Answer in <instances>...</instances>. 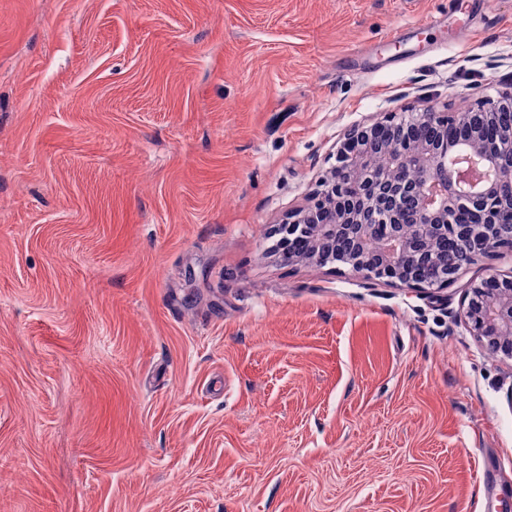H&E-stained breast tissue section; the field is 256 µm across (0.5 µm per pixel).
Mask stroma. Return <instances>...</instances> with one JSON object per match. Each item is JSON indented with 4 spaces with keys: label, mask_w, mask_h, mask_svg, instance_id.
<instances>
[{
    "label": "stroma",
    "mask_w": 512,
    "mask_h": 512,
    "mask_svg": "<svg viewBox=\"0 0 512 512\" xmlns=\"http://www.w3.org/2000/svg\"><path fill=\"white\" fill-rule=\"evenodd\" d=\"M512 82V0H0V512H512L466 295L282 263L346 130Z\"/></svg>",
    "instance_id": "1"
}]
</instances>
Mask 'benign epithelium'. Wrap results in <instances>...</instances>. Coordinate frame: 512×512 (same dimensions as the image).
Masks as SVG:
<instances>
[{
	"label": "benign epithelium",
	"mask_w": 512,
	"mask_h": 512,
	"mask_svg": "<svg viewBox=\"0 0 512 512\" xmlns=\"http://www.w3.org/2000/svg\"><path fill=\"white\" fill-rule=\"evenodd\" d=\"M511 109L512 92L451 115L431 105L412 120L417 124L429 122L439 131L450 122L476 128L484 118ZM402 124L397 116L387 114L370 125L355 126L344 133L337 164L322 176L313 205L288 221L291 228L311 225L312 235L303 250L283 251V261L322 264V248L340 235L351 241L350 269L360 274L371 257L368 241L377 234L382 238V248L376 253L375 278L418 290L420 286L405 273L406 268L437 263L430 254L429 243L457 223L459 211H472L482 224L494 223L487 210L501 201L500 184L512 180V130L494 144L477 137L461 143L441 137L432 142L418 140L408 150L387 156L386 164H377L374 134L382 127L398 129ZM399 166L418 170L420 177L387 181L386 172ZM403 201L412 202L418 212L424 231L419 241L406 239L393 222V213ZM460 233L468 263L498 248L512 247L511 225L502 226L494 236L474 232L469 226L462 227ZM465 317L481 343L511 360L512 274L491 272L469 288Z\"/></svg>",
	"instance_id": "benign-epithelium-1"
}]
</instances>
